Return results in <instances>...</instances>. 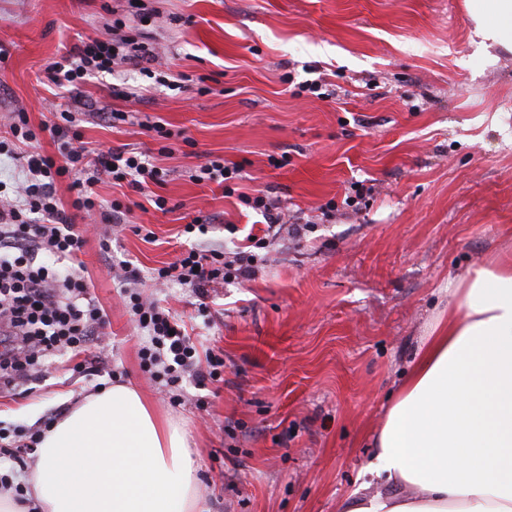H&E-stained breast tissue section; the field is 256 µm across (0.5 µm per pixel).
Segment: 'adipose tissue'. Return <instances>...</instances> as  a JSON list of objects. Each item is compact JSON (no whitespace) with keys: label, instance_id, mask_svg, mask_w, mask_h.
Masks as SVG:
<instances>
[{"label":"adipose tissue","instance_id":"obj_1","mask_svg":"<svg viewBox=\"0 0 512 512\" xmlns=\"http://www.w3.org/2000/svg\"><path fill=\"white\" fill-rule=\"evenodd\" d=\"M475 35L512 46V0H466ZM366 467L382 487L340 512H512V259L448 283ZM25 502L0 512H206L186 431L127 385L87 394L44 430Z\"/></svg>","mask_w":512,"mask_h":512}]
</instances>
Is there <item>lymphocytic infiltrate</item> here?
<instances>
[{"label": "lymphocytic infiltrate", "mask_w": 512, "mask_h": 512, "mask_svg": "<svg viewBox=\"0 0 512 512\" xmlns=\"http://www.w3.org/2000/svg\"><path fill=\"white\" fill-rule=\"evenodd\" d=\"M122 19H114L96 37L71 47L64 60L49 65L50 79L77 90L97 74L111 72L118 64L142 68L156 58V51L143 33L127 35ZM51 132L57 141L56 155L37 148L38 138L27 113L17 112L9 125V139L0 140V155L14 156L27 147V174L13 199L0 203V320L8 332L0 338V391L13 390L20 378L52 362L61 352L80 356L78 368L87 376L98 375L99 360L91 352L104 323V313L90 292L80 268L59 269L62 258H74L85 244L74 226L75 213L100 219L104 224L127 223L130 206L97 203L96 185L102 177L128 183L138 191L160 186L166 174L154 165L148 153L127 147L87 150L75 143L67 125L73 113L65 112ZM66 184L73 198L63 204L59 184ZM254 251L229 253L219 249L189 247L172 263L153 272L156 284L190 287L206 297L213 284L244 281L255 272L256 249L265 238H254ZM140 272L123 262L118 276L130 312L144 336L140 349L141 369L151 380L169 385L184 377L199 384L223 379L224 358L214 350L199 352L196 343L175 318L156 303L131 291Z\"/></svg>", "instance_id": "lymphocytic-infiltrate-1"}]
</instances>
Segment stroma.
I'll use <instances>...</instances> for the list:
<instances>
[{"label":"stroma","mask_w":512,"mask_h":512,"mask_svg":"<svg viewBox=\"0 0 512 512\" xmlns=\"http://www.w3.org/2000/svg\"><path fill=\"white\" fill-rule=\"evenodd\" d=\"M158 49L152 76L115 66L86 81L95 107L132 113L117 127L85 118L88 148L150 152L165 198L103 177V205H131L112 237L158 300L224 354V379L171 388L140 367V335L86 232L76 260L107 315L101 353L118 381L182 422L209 512H336L370 482L372 438L428 330L447 309L449 279L512 253V49L480 45L465 0H145ZM127 0H0V126L27 112L74 109L48 65L95 36ZM321 79L332 96L296 93ZM183 80L179 90L169 82ZM116 85L142 100L113 96ZM163 121L162 141L149 130ZM171 153H161L162 144ZM220 157L232 193L198 183ZM267 191L301 226L260 252L251 280L217 284L205 301L165 288L152 269L189 246L230 247L257 216L240 194ZM334 203L331 216L322 206ZM207 233H185L195 218ZM153 231V240L134 233ZM62 356L16 394H0V428L39 427L93 388ZM206 410H198L197 400Z\"/></svg>","instance_id":"35a3bbf8"}]
</instances>
